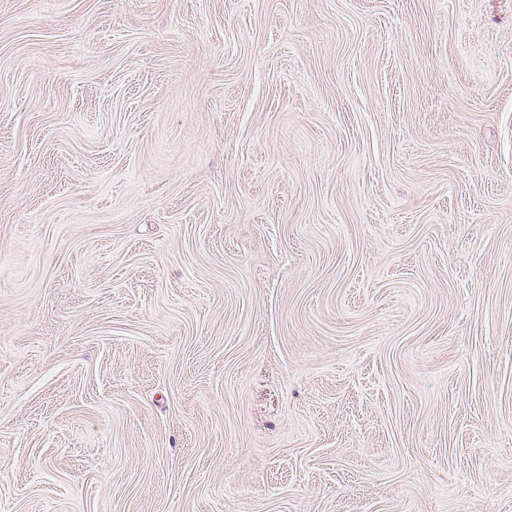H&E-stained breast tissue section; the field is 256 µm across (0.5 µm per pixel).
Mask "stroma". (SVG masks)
<instances>
[{
    "mask_svg": "<svg viewBox=\"0 0 512 512\" xmlns=\"http://www.w3.org/2000/svg\"><path fill=\"white\" fill-rule=\"evenodd\" d=\"M0 512H512V0H0Z\"/></svg>",
    "mask_w": 512,
    "mask_h": 512,
    "instance_id": "35a3bbf8",
    "label": "stroma"
}]
</instances>
